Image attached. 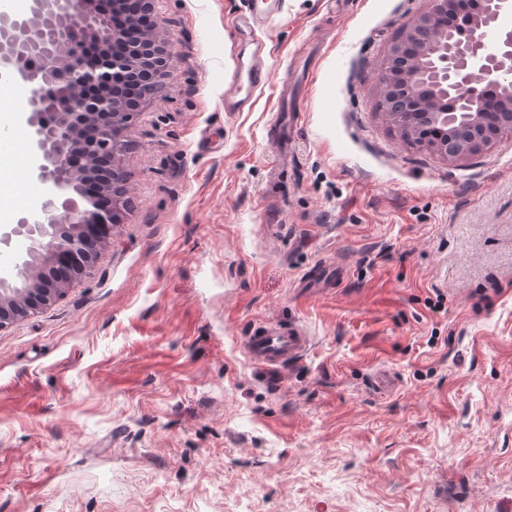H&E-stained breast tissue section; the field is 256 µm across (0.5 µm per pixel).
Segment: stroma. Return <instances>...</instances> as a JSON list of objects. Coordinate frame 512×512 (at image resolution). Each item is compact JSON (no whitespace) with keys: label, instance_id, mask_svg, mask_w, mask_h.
Returning a JSON list of instances; mask_svg holds the SVG:
<instances>
[{"label":"stroma","instance_id":"35a3bbf8","mask_svg":"<svg viewBox=\"0 0 512 512\" xmlns=\"http://www.w3.org/2000/svg\"><path fill=\"white\" fill-rule=\"evenodd\" d=\"M282 2L228 111L244 0H157L122 222L0 330V512H512V135L450 163L379 109L427 0ZM315 264L343 282L306 289ZM293 321L304 357L249 360ZM247 357L268 370L277 371L303 356L311 347V336L300 323L288 326H253L243 337Z\"/></svg>","mask_w":512,"mask_h":512}]
</instances>
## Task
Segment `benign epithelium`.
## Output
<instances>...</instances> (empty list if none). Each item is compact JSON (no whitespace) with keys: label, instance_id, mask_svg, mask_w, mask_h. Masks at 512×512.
I'll use <instances>...</instances> for the list:
<instances>
[{"label":"benign epithelium","instance_id":"obj_1","mask_svg":"<svg viewBox=\"0 0 512 512\" xmlns=\"http://www.w3.org/2000/svg\"><path fill=\"white\" fill-rule=\"evenodd\" d=\"M456 0H428L387 52L381 101L401 134L452 162L481 154L512 133V0H479L464 27ZM149 34L110 20L107 0H32L30 13H0V75L29 86L23 113L33 138L32 172L48 187L40 211L0 232L10 260L0 267V330L56 303L111 244L128 208L120 165L124 134L141 111L117 85L155 93L171 68L155 0H134ZM99 117L91 135L76 118ZM81 154L97 168L80 166Z\"/></svg>","mask_w":512,"mask_h":512}]
</instances>
